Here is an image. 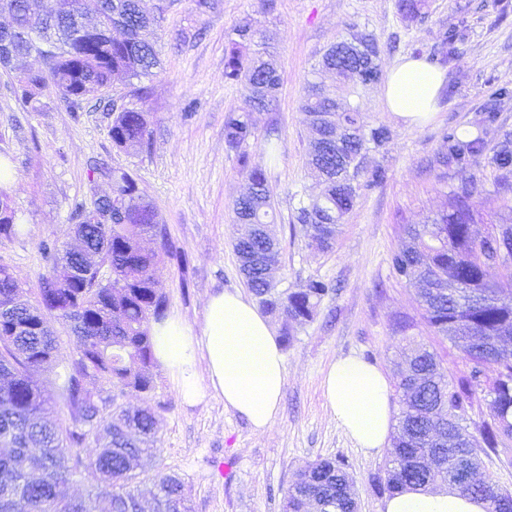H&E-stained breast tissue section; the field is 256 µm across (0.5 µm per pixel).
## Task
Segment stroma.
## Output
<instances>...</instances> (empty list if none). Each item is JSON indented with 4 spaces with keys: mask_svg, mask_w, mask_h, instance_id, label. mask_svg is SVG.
Listing matches in <instances>:
<instances>
[{
    "mask_svg": "<svg viewBox=\"0 0 512 512\" xmlns=\"http://www.w3.org/2000/svg\"><path fill=\"white\" fill-rule=\"evenodd\" d=\"M395 2L219 0L202 15L193 0H142L160 18L162 69L148 81L146 97L117 77L90 96L77 118L50 88L40 94L36 109L21 108L9 75L0 70V158L12 161L17 171L11 196L24 222L23 235L0 238V264L27 297H34L44 271L41 240L66 239L74 201L89 202L109 190L105 181L92 179L91 167L105 162L132 170L182 253L159 266L167 313L197 331L212 293L248 289L232 241L240 231L233 205L249 182L224 146V118L244 108L245 91L225 83L224 49L235 25L246 19L271 37L282 86L272 110L252 113L258 136L248 146L253 160H262L266 130L277 126L276 157L267 174L282 250L271 278L281 289L321 279L335 281L338 290L320 301L311 322L290 328L291 340L282 350L286 384L265 433H255L244 416L225 408L222 396L212 393L199 404H185L160 365L149 395L123 397L131 409L154 407L161 466L191 486L193 512H283V492L297 469L325 458L347 464L358 512H379L383 497L371 477L389 452L358 448L332 418L321 388L328 365L354 356L394 385L398 366L422 344L441 356L449 378L469 369L462 347L430 331L415 288L395 279L390 257L404 244V227L445 209L450 190L464 180L476 185L480 230L512 224V191L501 190L487 157L464 170L437 160L442 130L453 126L476 134L475 122L485 109H494L503 129L512 132V98L497 100L489 91L493 83L512 88V7L504 8V0H426L425 21L409 28ZM454 26L464 30L465 39L457 57L442 68L439 109L430 120L410 126L388 112L379 82L360 98L371 122L392 132L385 149L368 156L387 177L359 189L332 250L310 246L308 229L292 215L300 199L321 190L308 167L311 132L301 109L314 65L336 41L370 32L386 72L402 58L429 54ZM133 106L149 112L152 138L149 149L129 154L113 146L108 131L116 111ZM398 320L406 321L404 332H395Z\"/></svg>",
    "mask_w": 512,
    "mask_h": 512,
    "instance_id": "stroma-1",
    "label": "stroma"
}]
</instances>
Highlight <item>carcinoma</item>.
Returning a JSON list of instances; mask_svg holds the SVG:
<instances>
[{
	"mask_svg": "<svg viewBox=\"0 0 512 512\" xmlns=\"http://www.w3.org/2000/svg\"><path fill=\"white\" fill-rule=\"evenodd\" d=\"M408 24L426 17L422 0H396ZM10 22L0 24V66L10 71L19 58L37 54L42 68L14 77L12 91L23 106L51 85L69 111H83L88 97L112 83L115 75L140 80L156 75L160 53L150 38L158 17L143 10L141 0H46L41 11L30 0H0ZM256 30L245 20L233 30L224 52V79L246 90V108L224 120V143L236 152L249 182L234 211L238 223L255 224L254 235L236 238L233 248L248 288L260 305L282 314L289 325L311 320L318 302L336 285L312 280L295 291H279L264 268L278 263L280 242L267 221L274 202L266 168L246 147L255 138L251 113L267 111L277 99L281 75L276 64L253 49ZM350 42L365 52L364 64L336 58V46L322 55L318 70L336 74L345 98L380 79L377 39L366 33ZM302 109L322 138L310 143V165L321 180V194L302 204L293 220L312 228L311 243L332 248L340 225L357 198L360 184H377L385 170L370 167L366 157L385 146L387 128L371 125L357 105L342 108L322 93L318 82H305ZM472 138L450 128L442 134V162L471 165L498 131L497 115L484 112ZM113 145L136 152L150 145L148 113L121 110L109 128ZM489 164L501 189H512V135L492 149ZM111 194L88 208L77 203L70 220L74 245L52 238L40 242L45 272L36 300L25 298L13 274L0 266V512H93L92 501L70 496L65 487L75 476L94 482L95 499L106 512H131L140 503L137 483L153 484L155 512H192L191 487L176 474L160 470L153 447L155 414L147 405L131 411L88 389L95 376L124 394L153 389L151 323L165 319L167 295L158 274L162 257L173 254L157 206L145 199L130 172L100 163L93 169ZM475 183L454 187L448 209L428 224L404 228L408 241L391 256L397 280L420 286L422 317L435 334L462 340L472 364L468 374L450 382L439 356L418 348L399 373V416L393 448L384 468L372 477L380 494L406 488L451 485L486 503V512H512V494L484 481L470 489L482 463L483 447L512 446V351L492 354L486 341L512 342V292L487 279L496 266L512 282V224L480 234L474 229ZM20 217L8 192L0 188V237L22 234ZM149 236L153 251L141 245ZM97 256L99 267L83 266ZM109 273H104L102 267ZM76 273L64 274V269ZM70 323L79 339L76 356H61L53 322ZM496 367L485 379L484 368ZM487 401L491 421L475 436L461 424L466 409ZM67 410L69 418L54 414ZM93 442L98 449L85 455ZM352 477L341 461L319 459L300 468L285 492L284 512H355Z\"/></svg>",
	"mask_w": 512,
	"mask_h": 512,
	"instance_id": "1",
	"label": "carcinoma"
}]
</instances>
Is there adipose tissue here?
<instances>
[{
  "mask_svg": "<svg viewBox=\"0 0 512 512\" xmlns=\"http://www.w3.org/2000/svg\"><path fill=\"white\" fill-rule=\"evenodd\" d=\"M443 73L425 61L394 64L382 93L390 112L416 125L438 109ZM155 354L191 405L214 392L225 408L266 431L280 408L286 372L269 318L244 294L210 295L200 334L177 317L154 325ZM331 415L367 451H380L393 425L392 391L376 366L346 356L336 359L322 380ZM380 512H485L483 503L451 487L405 490L384 500Z\"/></svg>",
  "mask_w": 512,
  "mask_h": 512,
  "instance_id": "ef3b65f1",
  "label": "adipose tissue"
}]
</instances>
